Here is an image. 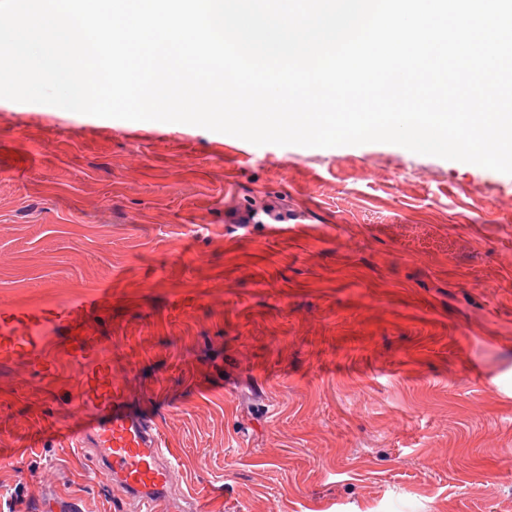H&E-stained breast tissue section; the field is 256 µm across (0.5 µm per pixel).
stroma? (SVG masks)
<instances>
[{
	"label": "stroma",
	"mask_w": 512,
	"mask_h": 512,
	"mask_svg": "<svg viewBox=\"0 0 512 512\" xmlns=\"http://www.w3.org/2000/svg\"><path fill=\"white\" fill-rule=\"evenodd\" d=\"M71 306L202 512H512V175L0 99V337ZM57 372L0 357V512H129Z\"/></svg>",
	"instance_id": "35a3bbf8"
}]
</instances>
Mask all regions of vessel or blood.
<instances>
[{
    "label": "vessel or blood",
    "mask_w": 512,
    "mask_h": 512,
    "mask_svg": "<svg viewBox=\"0 0 512 512\" xmlns=\"http://www.w3.org/2000/svg\"><path fill=\"white\" fill-rule=\"evenodd\" d=\"M16 342L45 371L56 369L57 356H50L39 326L26 327ZM103 351L98 340L80 335L69 337L59 349L58 356L80 367L86 383L84 392L68 401L83 424L73 442L86 449L91 470L109 476L137 512H169L176 506L193 512V501H173L177 462L168 458L165 442L149 419L129 410L126 392L112 381V361Z\"/></svg>",
    "instance_id": "b4317fda"
}]
</instances>
